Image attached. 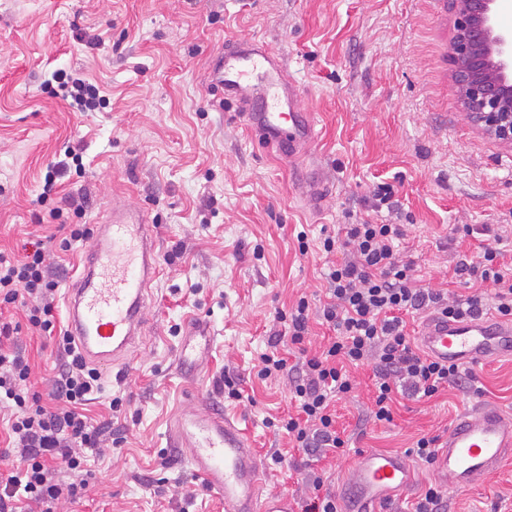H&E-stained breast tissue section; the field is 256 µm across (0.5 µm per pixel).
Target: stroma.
Returning a JSON list of instances; mask_svg holds the SVG:
<instances>
[{
    "label": "stroma",
    "mask_w": 512,
    "mask_h": 512,
    "mask_svg": "<svg viewBox=\"0 0 512 512\" xmlns=\"http://www.w3.org/2000/svg\"><path fill=\"white\" fill-rule=\"evenodd\" d=\"M452 36L448 0H0V252L19 258L26 243L54 238L49 261L62 288L75 285V262L96 239L64 245L68 229L37 202L48 166L71 151L84 172L61 179L59 198L84 201L91 228L113 205L142 211L164 267L142 336L101 367L103 391L87 407L104 431L90 491L54 512H225L167 436L185 391L175 358L197 323L211 338L193 375L200 409L246 425L265 491L301 505L310 470L325 471L336 492L363 452L406 454L480 403L512 414V359L474 366L428 399L396 395L388 423L370 416L373 369L364 364L351 368L354 389L336 402L348 451L312 456L274 425L291 408L287 377L258 374L262 354L289 348L278 314L302 297L314 308L324 301L322 273L344 254L320 243L342 225H406L401 248L421 285L459 295L466 289L453 268L476 241L455 226L497 225L512 262V147L464 119ZM230 37L264 43L302 86L329 184L322 212L299 196L287 162L236 120L233 104L214 105L207 68ZM57 71L95 85L100 108L80 112L56 96ZM381 182L394 188L392 210L373 207ZM0 320L21 324L31 385L47 393L59 362L54 340L26 329L21 305L1 308ZM228 376L242 399L225 398ZM477 387L482 396H473ZM116 397L123 405L113 412ZM276 451L282 463L272 461ZM412 466L414 485L387 512H413L431 484L441 512H512V463L474 489Z\"/></svg>",
    "instance_id": "35a3bbf8"
}]
</instances>
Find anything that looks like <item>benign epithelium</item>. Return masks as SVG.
<instances>
[{
  "label": "benign epithelium",
  "mask_w": 512,
  "mask_h": 512,
  "mask_svg": "<svg viewBox=\"0 0 512 512\" xmlns=\"http://www.w3.org/2000/svg\"><path fill=\"white\" fill-rule=\"evenodd\" d=\"M507 0H451L449 51L453 84L464 118L512 146V29L499 23Z\"/></svg>",
  "instance_id": "obj_1"
}]
</instances>
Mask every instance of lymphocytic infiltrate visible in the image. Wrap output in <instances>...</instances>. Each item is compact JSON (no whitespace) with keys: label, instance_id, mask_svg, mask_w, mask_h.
I'll return each instance as SVG.
<instances>
[{"label":"lymphocytic infiltrate","instance_id":"1","mask_svg":"<svg viewBox=\"0 0 512 512\" xmlns=\"http://www.w3.org/2000/svg\"><path fill=\"white\" fill-rule=\"evenodd\" d=\"M343 237H325V252L346 250L347 259L329 267L325 275V302L311 311L300 298L280 321L297 345L294 360L278 352L262 354L261 376L285 375L296 411L280 419L278 431L305 452L335 453L345 439L336 429L335 402L350 393L354 383L348 366L370 363L376 389L374 420L393 419L395 390L433 397L456 384L461 366L441 363L413 346L407 315L431 311L451 320L495 312L512 319V265L503 263L496 244L481 243L475 256L461 258L454 269L476 290L467 296L421 288L412 261L400 256L396 243L405 235L401 224H347ZM48 244L30 242L25 256L11 262L0 257V305L24 302L29 328L56 337L62 356L48 395L32 391L31 367L24 353L6 347L14 329L0 322V405L12 412L14 460L0 469V512H53L62 499L76 501L89 488L85 449L98 448L101 431L89 425L81 412L91 396L101 390V375L90 367L75 340L56 329L54 302L60 279L47 261ZM325 323L333 335L320 354L308 355L302 343L311 315ZM70 481L56 480L58 469Z\"/></svg>","mask_w":512,"mask_h":512}]
</instances>
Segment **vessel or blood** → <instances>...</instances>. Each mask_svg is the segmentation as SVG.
<instances>
[{"label": "vessel or blood", "instance_id": "1", "mask_svg": "<svg viewBox=\"0 0 512 512\" xmlns=\"http://www.w3.org/2000/svg\"><path fill=\"white\" fill-rule=\"evenodd\" d=\"M211 86L234 103L237 117L262 142L293 162L298 189L316 205L328 198L321 167L310 160L319 133L313 113L302 111V91L286 64L255 40L228 39L223 56L208 69ZM81 258L76 288L66 297L68 333L82 355L98 365L124 356L142 334L150 284L162 272L143 212L113 209ZM417 336L425 352L445 364L477 365L512 359V320L480 315L423 319ZM168 435L189 452L195 474L224 498L225 512H298L288 494H264L263 477L248 434L224 415L181 407ZM512 458V417L479 405L454 422L437 454V469L469 489L488 481ZM415 480L402 455L366 451L354 467L341 500L343 512H384Z\"/></svg>", "mask_w": 512, "mask_h": 512}]
</instances>
